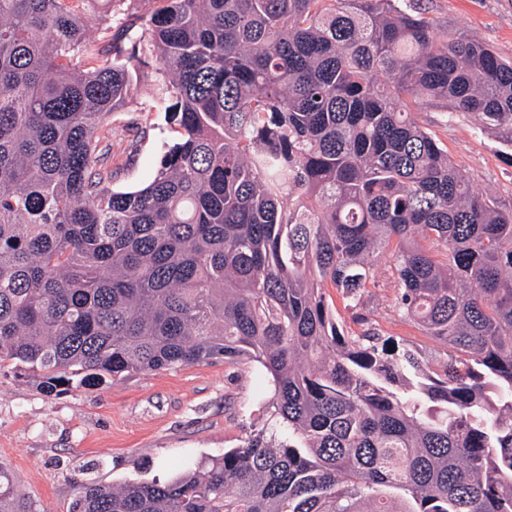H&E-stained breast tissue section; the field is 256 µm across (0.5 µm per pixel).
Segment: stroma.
Wrapping results in <instances>:
<instances>
[{"label":"stroma","instance_id":"obj_1","mask_svg":"<svg viewBox=\"0 0 512 512\" xmlns=\"http://www.w3.org/2000/svg\"><path fill=\"white\" fill-rule=\"evenodd\" d=\"M439 32L466 33L512 58V0H424ZM151 74L109 126L114 189H137L150 175L173 131L150 111ZM414 120L448 148L473 190L512 209V133L481 128L460 112L430 107ZM393 295L377 292L363 310L384 335L416 344L430 360L446 349L392 312ZM265 377L249 363H201L135 373L98 388L45 395L33 380L0 367V462L43 512H70L77 483L119 484L166 478L239 446L262 421Z\"/></svg>","mask_w":512,"mask_h":512}]
</instances>
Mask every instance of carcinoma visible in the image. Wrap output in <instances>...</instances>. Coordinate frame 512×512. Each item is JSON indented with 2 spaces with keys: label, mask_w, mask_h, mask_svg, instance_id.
<instances>
[{
  "label": "carcinoma",
  "mask_w": 512,
  "mask_h": 512,
  "mask_svg": "<svg viewBox=\"0 0 512 512\" xmlns=\"http://www.w3.org/2000/svg\"><path fill=\"white\" fill-rule=\"evenodd\" d=\"M124 2L0 0V363L51 394L246 360L269 418L71 512H512V210L411 117L512 129V60L414 0ZM146 69L178 137L118 191L97 130ZM377 288L444 358L368 325ZM0 512H41L1 465Z\"/></svg>",
  "instance_id": "cac0c4a2"
}]
</instances>
